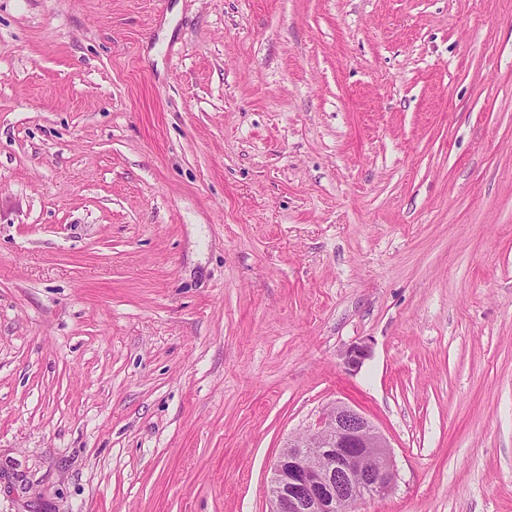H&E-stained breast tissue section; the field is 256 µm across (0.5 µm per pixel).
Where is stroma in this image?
<instances>
[{
	"mask_svg": "<svg viewBox=\"0 0 512 512\" xmlns=\"http://www.w3.org/2000/svg\"><path fill=\"white\" fill-rule=\"evenodd\" d=\"M339 401L512 512V0H0V512H269Z\"/></svg>",
	"mask_w": 512,
	"mask_h": 512,
	"instance_id": "1",
	"label": "stroma"
}]
</instances>
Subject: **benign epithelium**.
<instances>
[{"label":"benign epithelium","mask_w":512,"mask_h":512,"mask_svg":"<svg viewBox=\"0 0 512 512\" xmlns=\"http://www.w3.org/2000/svg\"><path fill=\"white\" fill-rule=\"evenodd\" d=\"M366 344L346 350L345 368H361ZM397 479L390 445L366 415L337 402L308 434L288 440L273 465L270 512H357L367 499L392 492Z\"/></svg>","instance_id":"1"}]
</instances>
